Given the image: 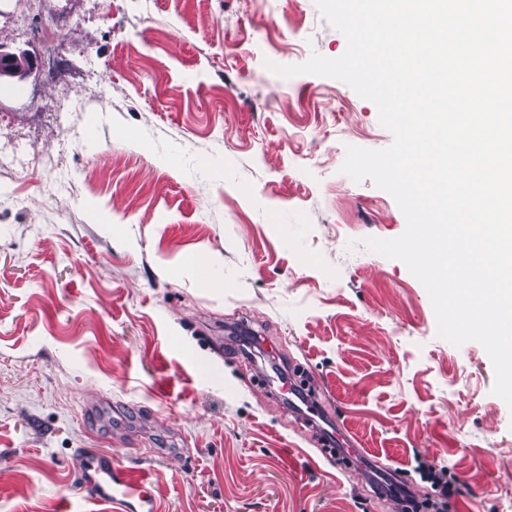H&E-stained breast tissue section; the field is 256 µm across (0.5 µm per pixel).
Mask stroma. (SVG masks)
Listing matches in <instances>:
<instances>
[{"mask_svg":"<svg viewBox=\"0 0 512 512\" xmlns=\"http://www.w3.org/2000/svg\"><path fill=\"white\" fill-rule=\"evenodd\" d=\"M346 48L315 0H0L33 63L0 76V512H112L103 454L160 512H398L369 476L424 495L422 460L448 512H512L491 359L360 244L406 228L340 171L391 144L376 106L266 67ZM338 427L366 468L325 456ZM183 263L193 273L198 283L203 287L208 289H212V287H220V283L210 276V269L213 263L211 258L207 260L202 255L189 254L183 258ZM202 270L208 271L209 275L203 274ZM84 477L96 496L112 503L116 510L126 512L137 504L142 512L158 511L146 481L132 470L105 458H94L85 463Z\"/></svg>","mask_w":512,"mask_h":512,"instance_id":"obj_1","label":"stroma"}]
</instances>
